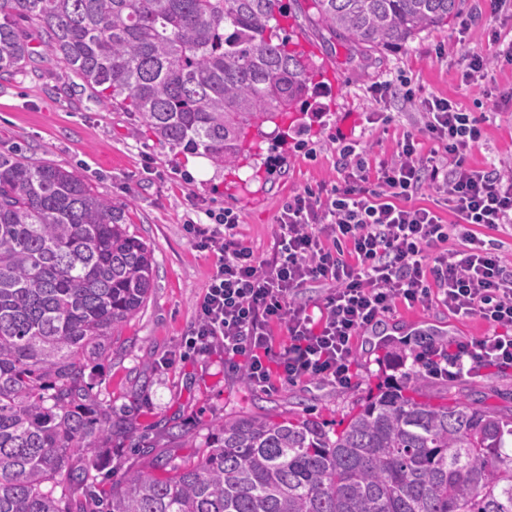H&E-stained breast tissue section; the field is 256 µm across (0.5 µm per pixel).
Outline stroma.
<instances>
[{
	"mask_svg": "<svg viewBox=\"0 0 512 512\" xmlns=\"http://www.w3.org/2000/svg\"><path fill=\"white\" fill-rule=\"evenodd\" d=\"M286 3L295 17L289 38L311 52L328 76L304 107L307 131L285 145L268 137L257 165L240 170L247 182L241 189L226 188L224 171L214 164L202 175L188 170V151L159 141L137 113L101 105L91 88L52 58L37 59L32 68L0 80V151L20 148L75 171L101 195L124 205L131 232L156 260L145 306L116 331L111 358L87 369L99 401L127 425L125 435L113 438L111 450L95 461L97 489L108 490L155 456L175 463L197 456L212 425L238 415L338 424L379 379L406 384L424 343L492 331L476 316L397 305L376 338L355 340L352 378L345 386L308 378L277 380L261 389L225 368L222 349L180 358L196 304L215 269L213 256L194 247L186 224L204 221L208 209L234 210L240 216L239 239L260 259L271 258L281 204L304 190L335 184L336 134L345 118L353 120L347 138L360 142L371 162L394 156L404 134L420 127V113L402 99L375 102L376 84L405 78L417 98L444 97L481 108L485 137L472 151L471 164L481 168L493 159L512 158V65L491 66L475 80L463 77L471 52H494L492 33L512 40V18L491 17L484 0H458L457 17L448 25L369 52L322 27L312 0ZM464 20L469 28L463 33ZM426 393L435 400L468 394L512 409V369L432 379Z\"/></svg>",
	"mask_w": 512,
	"mask_h": 512,
	"instance_id": "1",
	"label": "stroma"
}]
</instances>
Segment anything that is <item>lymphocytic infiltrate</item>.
<instances>
[{"mask_svg":"<svg viewBox=\"0 0 512 512\" xmlns=\"http://www.w3.org/2000/svg\"><path fill=\"white\" fill-rule=\"evenodd\" d=\"M419 110L420 133L407 134L397 157L380 160L372 177L356 142L338 136L337 184L326 196L299 193L282 205L271 259H259L237 238L239 217L231 210L214 214L209 224H187L195 247L217 257L185 339L187 351L223 345L227 360L244 358L258 387L275 378L342 385L351 378L357 336L396 304H436L461 317L480 316L493 332L450 347L429 344L425 360L434 376L512 368V266L478 234L482 227L512 224V164L470 165L484 115L438 97L422 100ZM425 137L440 144L443 155L422 157ZM427 183L454 223L415 204ZM454 236L461 247H448ZM312 283L327 287L314 313L297 300ZM275 324L286 325L289 338L277 355Z\"/></svg>","mask_w":512,"mask_h":512,"instance_id":"obj_1","label":"lymphocytic infiltrate"}]
</instances>
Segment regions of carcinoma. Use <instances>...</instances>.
I'll use <instances>...</instances> for the list:
<instances>
[{"mask_svg":"<svg viewBox=\"0 0 512 512\" xmlns=\"http://www.w3.org/2000/svg\"><path fill=\"white\" fill-rule=\"evenodd\" d=\"M365 51L438 27L458 0H313ZM282 0H0V78L31 63L29 28L100 100L229 172L260 156L263 126L309 91ZM152 250L122 205L75 172L0 152V512H90L112 411L92 359L145 304ZM512 411L465 395H370L338 431L315 418L226 419L207 450L158 479L115 483L101 512H512Z\"/></svg>","mask_w":512,"mask_h":512,"instance_id":"1","label":"carcinoma"}]
</instances>
